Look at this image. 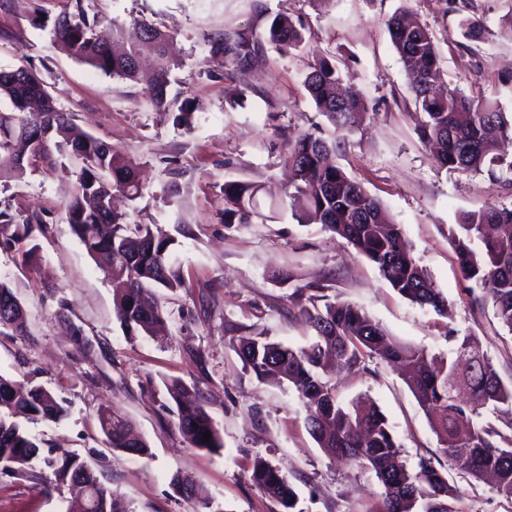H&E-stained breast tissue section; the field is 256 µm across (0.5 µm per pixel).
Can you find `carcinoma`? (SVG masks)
<instances>
[{
	"label": "carcinoma",
	"mask_w": 512,
	"mask_h": 512,
	"mask_svg": "<svg viewBox=\"0 0 512 512\" xmlns=\"http://www.w3.org/2000/svg\"><path fill=\"white\" fill-rule=\"evenodd\" d=\"M76 11L65 10L51 25L53 42L76 59L108 75L143 83L150 104H167V82L161 74L174 61L167 45L170 36L143 22L136 42L124 41L123 26H105L88 19L75 0ZM392 43L405 68L415 107L421 113L419 140L436 155L441 167L461 173L494 172L496 166L512 170V161L495 155L494 134L512 133V119L486 101L474 104L452 90L438 95L443 80L442 58L429 27L408 23L403 14L387 22ZM304 42V26L290 18L274 17L263 32L224 33L208 38L210 57L247 76L253 60L271 48L291 53ZM153 51L159 74L143 73L138 61L143 50ZM12 70H0V99L12 111L0 112V177L20 178L26 168L48 164L52 152L66 151L80 165V174L67 203L72 233L93 257L106 260L113 300L121 323L129 332L150 334L165 320V310L154 289L182 286L179 270L170 260L172 241L155 234L148 224H130L112 211V194L131 199L141 196L135 165L111 145L79 128L68 113L60 112L45 94L43 81L30 74L33 85L13 84ZM305 87L316 111L343 134L327 140L312 133L286 139L283 162L293 173V191L283 206L300 222L315 221L345 239L358 254L374 263L381 276L411 302L448 316V299L436 288L427 270L415 257L402 226L389 210L341 167L328 163L342 151L345 133L354 129L361 110L360 94L339 87L336 65L323 56L309 66ZM42 97L39 107L21 103ZM259 188L249 181L224 183V223L251 224L259 215ZM30 219L0 211V243L27 256L37 249ZM457 261L465 280L482 291L501 325L512 333V208L488 206L464 215L448 227ZM300 308L313 331V341L292 348L263 336L239 345L244 366L262 379L275 376L292 384L306 408L309 430L322 450L347 457L371 470L381 487L378 512H463L462 497L448 484L432 458L421 456L409 469L399 461L401 445L387 417L373 403L340 402L336 384L324 363L338 368L359 366L377 359L396 365L425 412L444 455L464 473L479 478L496 477V492L512 499V434L506 435L486 419L491 413L512 430V388H507L477 337L454 335L457 348L470 357L461 365L447 357L430 356L416 346L391 336L363 309L346 301L312 293ZM0 326L25 330L22 307L12 289L0 282ZM170 394L177 405L179 429L192 447H223L213 419L203 402L186 395L174 383ZM68 413L64 400L41 385L19 390L13 380L0 375V474L26 472L39 458L40 446L22 425L24 419L56 422ZM101 428L112 447L129 455L148 454V445L134 436L131 425L111 411L99 413ZM210 433L209 442L203 434ZM55 483L86 485V495L70 503L67 512H128L122 497L102 483L78 456L56 465ZM253 483L287 512L294 508L295 491L282 471L268 461H253ZM171 485L180 496L206 510L212 509L200 483L176 474Z\"/></svg>",
	"instance_id": "carcinoma-1"
}]
</instances>
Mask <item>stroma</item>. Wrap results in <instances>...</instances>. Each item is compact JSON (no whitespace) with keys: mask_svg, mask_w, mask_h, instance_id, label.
I'll return each instance as SVG.
<instances>
[{"mask_svg":"<svg viewBox=\"0 0 512 512\" xmlns=\"http://www.w3.org/2000/svg\"><path fill=\"white\" fill-rule=\"evenodd\" d=\"M67 0H0V69L26 66L43 80L56 106L75 124L135 163L141 197L119 198L129 223L151 225L173 241L171 258L182 288L160 290L169 318L165 332H127L117 318L112 285L72 234L66 204L79 167L67 154L20 179H0V211L39 220L37 249L22 258L0 247V282L20 301L26 331L0 330V374L38 384L68 404L59 422H28L43 459L30 475L0 474V512H66L69 487L49 489L47 460L83 458L121 494L130 512H200L177 494L176 473L196 477L221 512H282L251 480L255 458L278 467L297 494L293 512H376L380 487L373 473L326 456L306 423L294 386L257 378L237 349L241 338L265 336L293 348L312 332L299 308L308 284L329 298L364 309L392 336L432 354L455 345L448 331L477 336L506 386L512 387V334L491 303L480 301L461 274L449 226L492 204L512 205V171L462 174L441 169L419 140L420 114L387 28L397 10H410L433 32L448 89L496 101L512 115V0H471L458 14L445 0H83L91 17L119 22L128 34L146 21L168 31L179 60L168 79L166 110L147 101L144 85L107 76L54 45L35 16L54 17ZM302 19L305 41L285 55L267 50L247 79L210 59L209 36L264 28L275 16ZM479 21L483 39L460 30ZM335 60L344 84L359 90L362 111L337 164L378 198L402 224L414 254L448 299V316L420 307L393 290L377 267L317 223H301L279 203L288 189L282 160L286 137L333 135L304 86L310 64ZM199 103L178 122L185 99ZM261 185L263 220L224 222L223 186ZM199 393L223 443L191 447L178 428L166 386ZM336 393L348 403L370 398L386 415L401 459L420 456L462 496L465 512H512V499L458 470L404 380L386 363L338 373ZM128 420L149 454L112 448L98 413Z\"/></svg>","mask_w":512,"mask_h":512,"instance_id":"35a3bbf8","label":"stroma"}]
</instances>
